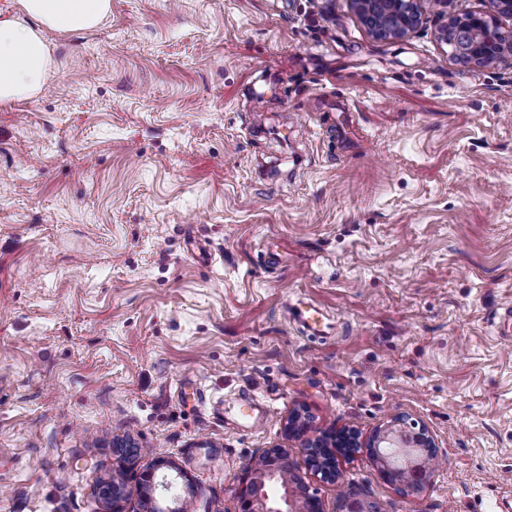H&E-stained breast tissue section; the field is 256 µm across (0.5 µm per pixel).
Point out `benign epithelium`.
Here are the masks:
<instances>
[{
  "mask_svg": "<svg viewBox=\"0 0 512 512\" xmlns=\"http://www.w3.org/2000/svg\"><path fill=\"white\" fill-rule=\"evenodd\" d=\"M434 8L432 20L435 37L448 43V31L454 29L459 36L454 56L471 67H495L502 64L512 67V28L503 27L499 19L512 20V0H487L488 11L457 13L450 9L452 0H350L359 19L376 40L396 43L405 40L423 23V2ZM288 432L302 438L301 449L308 467L322 480L341 486V472L337 469V456H351L360 448H368L380 465L388 481L403 489L422 491L436 469V444L433 435L424 426L407 423L401 417L385 427L378 428L365 439L351 428L337 429L331 433L310 435L309 418L297 410L289 414ZM289 461L288 449L268 448L254 455L236 489L237 512H324L320 499L300 490L301 505L298 510L275 508L268 505L270 492L281 487L288 490L293 479L285 478L282 464ZM182 474L156 482L154 469L142 472L136 483V492L145 495L150 507L145 512H187L182 507L159 506L151 497L155 486L169 491ZM102 496L112 501V512H123L117 504L128 498L131 491L119 483H104ZM345 512H380L352 491L340 492Z\"/></svg>",
  "mask_w": 512,
  "mask_h": 512,
  "instance_id": "benign-epithelium-1",
  "label": "benign epithelium"
}]
</instances>
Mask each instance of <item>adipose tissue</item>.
Masks as SVG:
<instances>
[{
	"mask_svg": "<svg viewBox=\"0 0 512 512\" xmlns=\"http://www.w3.org/2000/svg\"><path fill=\"white\" fill-rule=\"evenodd\" d=\"M20 11L0 16V102L39 94L51 70L46 31L69 33L96 28L111 0H18Z\"/></svg>",
	"mask_w": 512,
	"mask_h": 512,
	"instance_id": "obj_1",
	"label": "adipose tissue"
}]
</instances>
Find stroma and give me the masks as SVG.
Masks as SVG:
<instances>
[{"instance_id":"35a3bbf8","label":"stroma","mask_w":512,"mask_h":512,"mask_svg":"<svg viewBox=\"0 0 512 512\" xmlns=\"http://www.w3.org/2000/svg\"><path fill=\"white\" fill-rule=\"evenodd\" d=\"M45 37L40 93L0 103V512H107L98 480L158 462L235 512L267 448L342 512L296 410L430 430L418 493L340 458L382 512H512V68L349 0H112ZM425 0H350L359 19L376 40H405L423 23ZM296 316L301 325L310 333L320 335L325 332L323 315L308 304L297 307Z\"/></svg>"}]
</instances>
